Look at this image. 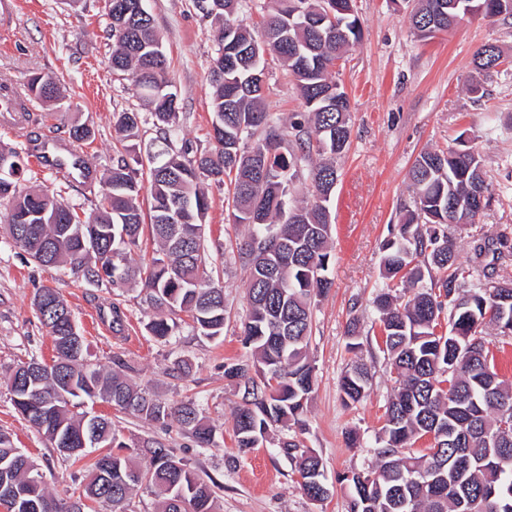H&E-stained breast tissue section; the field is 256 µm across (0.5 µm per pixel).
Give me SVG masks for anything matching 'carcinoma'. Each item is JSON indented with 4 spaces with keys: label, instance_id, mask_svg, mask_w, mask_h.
Masks as SVG:
<instances>
[{
    "label": "carcinoma",
    "instance_id": "cac0c4a2",
    "mask_svg": "<svg viewBox=\"0 0 512 512\" xmlns=\"http://www.w3.org/2000/svg\"><path fill=\"white\" fill-rule=\"evenodd\" d=\"M342 2L348 13L336 10ZM140 0H112V40L108 67L131 76L139 100L163 140L170 141L180 117V102L170 90L169 64L152 15ZM353 0H273L256 38L240 19L251 0H196L209 18L221 21L209 75L213 87L210 139L214 150L184 146L151 156L147 181L137 177L125 157L104 176L106 191L85 219L62 195L49 189L22 190L25 158L10 148L0 151L17 164V178L0 182V203L13 243L41 265L69 264L89 282L126 284L137 280L155 315L149 333L167 341L175 335L172 315L183 312L205 336L224 332L226 307L220 279L206 273L204 218L209 209L202 188L212 179L227 182V217L251 227L237 244V257L249 270L250 306L242 325L252 363L224 364V378L244 385L245 399L234 410V437L240 451L257 448L276 426L305 430L304 416L317 383L309 354L313 301L332 287L328 276L333 218L330 201L338 174L334 158L350 140L351 106L336 81L334 68L360 38ZM485 17L512 16V0H418L411 15L415 34L433 37L430 24L446 32L469 11ZM279 58L295 79L306 111L281 122L269 111L256 74L265 55ZM494 45L478 49L474 67L489 71L501 63ZM55 78L35 73L26 83L29 99L51 102ZM138 112L113 114L124 138L135 136ZM320 161L312 163V156ZM313 191L306 203L291 198L300 174ZM413 208L388 228L382 244V287L373 299L374 323L382 336L380 352L397 374L398 386L387 401L376 439L377 466L371 473L338 474L328 481L321 459L297 436L278 448L306 472L312 483L300 486L311 500L340 491L347 512H512V384L499 378L480 328L492 324L512 334V302L502 310L497 284L512 275L485 265L465 268L458 262L450 224H471L486 206L488 185L481 157L470 150L423 152L409 170ZM150 196V224L139 203ZM59 207L73 221L64 233L56 224L22 223L20 218ZM154 243L147 265H134L132 252L143 241ZM42 324L52 337V365H18L9 377L14 409L56 450L66 445L67 459L80 460L86 449L112 444L129 454L102 455L91 465L78 496L53 497L31 481L35 466L23 453H12L10 437L0 433V471L23 492L21 500L3 501L8 512H84L86 501L102 502L112 512L129 509L133 490L159 491L155 512H218L209 484L173 449L152 440L128 445L112 430V420L85 418L72 408L82 399H101L145 421L178 425L198 448L214 443V427L194 399L169 403L107 371L89 359L87 339L64 341L61 316L69 308L58 292L44 287L35 295ZM348 348L362 350V323L356 316L346 330ZM371 366L358 359L339 380L347 406L371 389ZM430 444L416 451L417 440ZM147 460L142 467L136 457ZM183 499V505L174 503Z\"/></svg>",
    "mask_w": 512,
    "mask_h": 512
}]
</instances>
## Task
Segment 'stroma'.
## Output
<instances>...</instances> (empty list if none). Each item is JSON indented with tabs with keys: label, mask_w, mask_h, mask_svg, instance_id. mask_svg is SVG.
Returning <instances> with one entry per match:
<instances>
[{
	"label": "stroma",
	"mask_w": 512,
	"mask_h": 512,
	"mask_svg": "<svg viewBox=\"0 0 512 512\" xmlns=\"http://www.w3.org/2000/svg\"><path fill=\"white\" fill-rule=\"evenodd\" d=\"M416 4L355 0L362 36L335 68L351 103V135L347 150L336 159L339 180L332 200L329 265L333 286L313 308L310 355L317 386L306 429L299 435L320 455L330 479L376 465V438L395 376L378 349L372 300L382 283L381 243L389 225L413 205L407 173L416 157L425 151L471 149L482 159L487 204L476 223L451 230L462 265H470L474 245L484 239L504 235L512 241V17L474 16L423 41L410 23ZM144 6L162 38L169 78L181 103L172 143L210 148L209 67L218 23L203 17L193 0H144ZM108 22L104 0H20L10 37L0 42V81L21 91L30 74L43 72L56 77L59 87L58 100L33 103L26 134L0 125V146L28 158L30 187L60 191L81 216L97 205L104 185L90 189L78 179L41 168L37 150L48 140L68 138L72 126L88 125L94 135L81 144V154L103 173L130 145L139 160H146L159 137L147 115L132 141L121 140L113 128V113L140 112L141 106L129 76L107 66L112 48L105 36ZM485 45L497 46L502 54L501 65L489 72L473 65L474 53ZM266 96L281 120L304 109L293 78L273 58L266 63ZM205 190L210 203L206 267L220 274L229 313L223 334L215 337L201 335L178 313L175 336L157 341L146 329L153 310L141 285L116 288L78 280L65 265H37L0 226V431L30 457L58 499L77 492L91 459L100 454L90 448L81 460L62 458L10 401L7 379L15 367L33 358L47 362L53 355L51 338L33 305L36 291L49 287L66 301L90 344L92 362L126 373L164 400L195 399L216 429L215 447L198 448L177 425L163 427L124 415L102 401L87 403L88 412L111 416L121 440L153 439L175 448L214 484L221 512H345L342 493L321 502L303 495L289 460L274 443L281 429H273V442L244 455L234 444L233 410L243 389L225 379L224 365L252 358L241 335L248 270L235 253L248 228L228 223L223 186L209 182ZM115 304L124 313L118 331L108 319ZM355 314L363 321L365 336L358 355L349 351L346 334ZM358 356L373 365L375 376L367 398L348 406L338 383ZM181 357L191 361L190 374L175 368ZM351 431L360 434L362 447H347Z\"/></svg>",
	"instance_id": "35a3bbf8"
}]
</instances>
